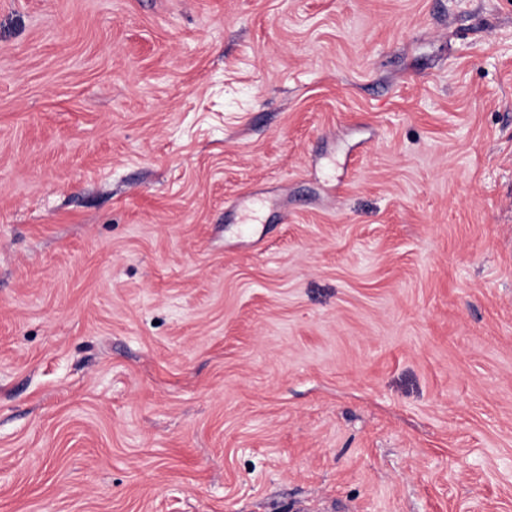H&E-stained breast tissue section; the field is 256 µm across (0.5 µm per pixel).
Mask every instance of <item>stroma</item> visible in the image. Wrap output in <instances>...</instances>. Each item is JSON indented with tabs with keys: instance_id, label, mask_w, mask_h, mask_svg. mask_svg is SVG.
I'll list each match as a JSON object with an SVG mask.
<instances>
[{
	"instance_id": "obj_1",
	"label": "stroma",
	"mask_w": 512,
	"mask_h": 512,
	"mask_svg": "<svg viewBox=\"0 0 512 512\" xmlns=\"http://www.w3.org/2000/svg\"><path fill=\"white\" fill-rule=\"evenodd\" d=\"M512 512V0H0V512Z\"/></svg>"
}]
</instances>
